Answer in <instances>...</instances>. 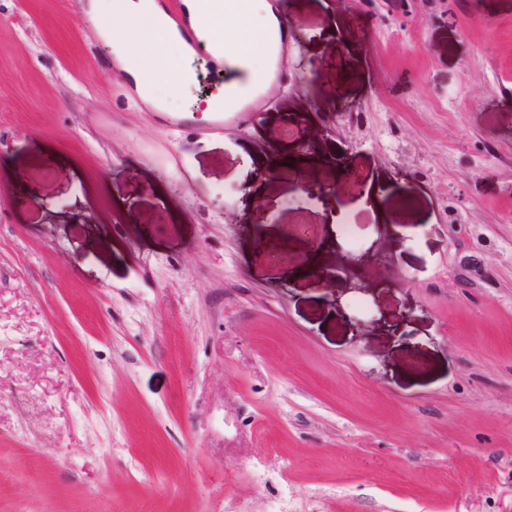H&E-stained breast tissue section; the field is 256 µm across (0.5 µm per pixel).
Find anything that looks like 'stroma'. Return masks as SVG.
<instances>
[{
  "mask_svg": "<svg viewBox=\"0 0 512 512\" xmlns=\"http://www.w3.org/2000/svg\"><path fill=\"white\" fill-rule=\"evenodd\" d=\"M86 5L0 0V512H512V0H278L221 133Z\"/></svg>",
  "mask_w": 512,
  "mask_h": 512,
  "instance_id": "stroma-1",
  "label": "stroma"
}]
</instances>
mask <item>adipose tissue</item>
<instances>
[{"label":"adipose tissue","instance_id":"1","mask_svg":"<svg viewBox=\"0 0 512 512\" xmlns=\"http://www.w3.org/2000/svg\"><path fill=\"white\" fill-rule=\"evenodd\" d=\"M189 12L230 61L224 85L211 97L209 105L234 107L236 101L228 97V88H236L244 95L264 78V47L277 29L271 6L268 0H192ZM89 17L101 34L113 36L125 71L136 79L141 90L152 94L165 85L175 93L192 81V72L171 48L172 38L164 34L172 23L155 0H114L108 9L96 4ZM138 20L144 26L136 38L115 36L118 23Z\"/></svg>","mask_w":512,"mask_h":512}]
</instances>
